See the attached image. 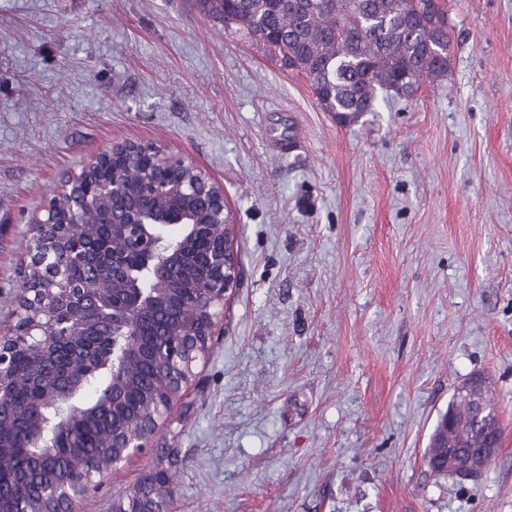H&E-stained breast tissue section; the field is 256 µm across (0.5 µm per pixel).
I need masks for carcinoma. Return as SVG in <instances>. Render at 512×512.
<instances>
[{"label": "carcinoma", "mask_w": 512, "mask_h": 512, "mask_svg": "<svg viewBox=\"0 0 512 512\" xmlns=\"http://www.w3.org/2000/svg\"><path fill=\"white\" fill-rule=\"evenodd\" d=\"M207 17L224 21L261 46L283 69L305 75L321 108L347 123L376 108L379 93L411 97L427 80L448 75L452 61L446 0H195ZM148 145L117 142L96 162L81 169L80 182L92 188L79 216L81 227L68 231L66 196L52 199L49 229L35 228L43 242L23 271L8 333L0 336V512H59L63 504L96 489L107 470L112 435L146 429L162 418L176 399L171 380L178 372L170 351L183 341L193 315V300L214 279L208 257L234 235L235 224L206 225L203 233L183 235L168 282L145 281L155 304L140 317V335L129 345L121 368L112 372V340L86 324L79 336L64 329L81 320L71 297L83 287L89 300L118 305L124 276H112V250L123 246L120 231L105 223L121 203L108 184L127 190L148 188L143 167L127 165L130 152ZM194 174L164 195L161 208L206 211L207 201L192 187ZM92 260L102 275L91 277ZM499 415L490 392L459 387L430 436L427 466L435 444L448 430L457 450L481 448L486 434L476 426L480 408ZM152 483L134 489L123 512H158L173 495L166 471L148 474Z\"/></svg>", "instance_id": "obj_1"}]
</instances>
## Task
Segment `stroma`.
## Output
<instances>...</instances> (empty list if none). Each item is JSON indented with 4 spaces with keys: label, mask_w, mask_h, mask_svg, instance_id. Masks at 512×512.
<instances>
[{
    "label": "stroma",
    "mask_w": 512,
    "mask_h": 512,
    "mask_svg": "<svg viewBox=\"0 0 512 512\" xmlns=\"http://www.w3.org/2000/svg\"><path fill=\"white\" fill-rule=\"evenodd\" d=\"M450 4L447 77L343 126L193 0H0V323L42 205L115 142L192 158L240 248L188 392L73 512L162 469L165 512H512V0ZM476 373L502 438L460 483L424 455ZM196 166L198 169L202 171L203 174V178L200 183L201 189L203 190V194L205 195L207 191L210 189V194L212 196V205L214 208V215H217L219 218L224 217V210H226L228 207L224 200V187L220 185L218 182H216L206 172H204L197 164Z\"/></svg>",
    "instance_id": "obj_1"
}]
</instances>
